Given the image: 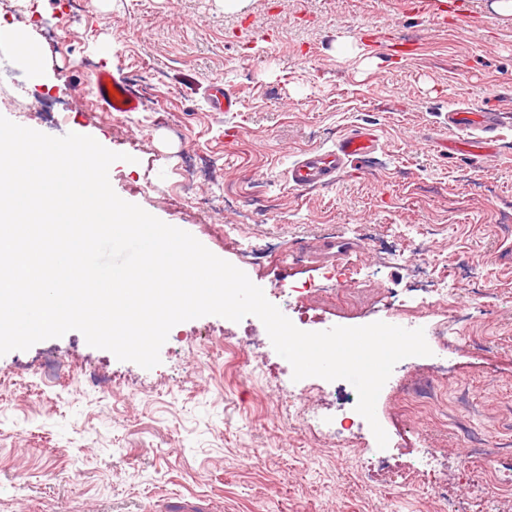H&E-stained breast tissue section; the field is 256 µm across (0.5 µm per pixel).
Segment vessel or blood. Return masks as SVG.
Instances as JSON below:
<instances>
[{
    "instance_id": "vessel-or-blood-1",
    "label": "vessel or blood",
    "mask_w": 512,
    "mask_h": 512,
    "mask_svg": "<svg viewBox=\"0 0 512 512\" xmlns=\"http://www.w3.org/2000/svg\"><path fill=\"white\" fill-rule=\"evenodd\" d=\"M95 91L98 102L107 111L134 112L140 106V100L131 85L126 80L115 77L110 70H98ZM498 126L499 115L493 111L471 112L460 108L448 114L449 129L476 131V138L468 142L469 156L473 159L487 156L493 143L491 134ZM379 147V140L372 129H351L339 137L335 149L313 150L301 154L288 167V182L293 187L302 189L336 184L349 170L363 168ZM351 252L352 248L348 243L326 238L317 250L310 253L309 258L314 262L336 260L347 257Z\"/></svg>"
}]
</instances>
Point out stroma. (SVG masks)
<instances>
[{
	"mask_svg": "<svg viewBox=\"0 0 512 512\" xmlns=\"http://www.w3.org/2000/svg\"><path fill=\"white\" fill-rule=\"evenodd\" d=\"M0 0V28L37 50L41 84L0 46V115L81 130L129 161L123 200L191 233L273 298L316 286L310 331L396 323L383 296L455 285L425 322L448 349L410 358L376 403L390 464L433 457L430 484L370 475L348 431L347 380L286 405L291 364L254 316L175 325L146 370L77 331L0 356V512H512V13L501 0ZM138 111L110 112L100 67ZM238 98L210 111L206 88ZM503 114L490 155H448V112ZM364 126L380 148L332 186L293 189L300 154ZM335 237L358 250L306 255ZM277 253L269 266L264 250ZM468 318L458 322V311ZM91 379L67 382V372ZM113 89V93H110ZM97 101L110 112H135L140 100L131 85L124 79L116 78L110 70L99 69L95 78Z\"/></svg>",
	"mask_w": 512,
	"mask_h": 512,
	"instance_id": "35a3bbf8",
	"label": "stroma"
}]
</instances>
